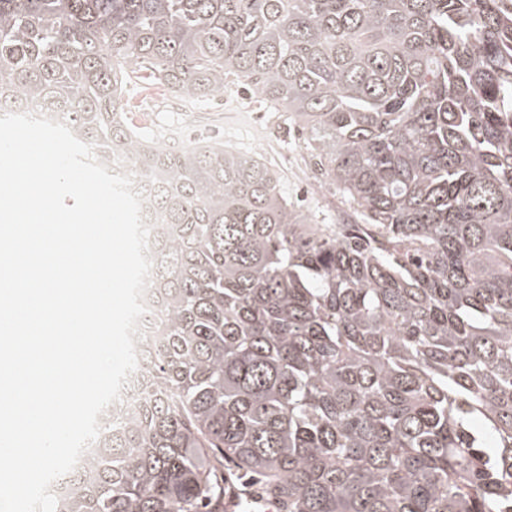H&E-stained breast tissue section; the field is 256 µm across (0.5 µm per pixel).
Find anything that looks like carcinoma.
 Here are the masks:
<instances>
[{
    "label": "carcinoma",
    "mask_w": 512,
    "mask_h": 512,
    "mask_svg": "<svg viewBox=\"0 0 512 512\" xmlns=\"http://www.w3.org/2000/svg\"><path fill=\"white\" fill-rule=\"evenodd\" d=\"M289 113L358 224L262 157L159 147L133 79ZM57 111L146 194L153 342L57 512H512V0H0V117ZM226 500V497H225ZM270 507L266 508L265 501L260 498L254 496L251 492L245 493V498H233L231 501H227L224 503V507L227 511H232L236 508L241 510H234L236 512H278L280 510L279 503L274 500H268ZM284 512V511H279Z\"/></svg>",
    "instance_id": "1"
}]
</instances>
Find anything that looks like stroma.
Here are the masks:
<instances>
[{"mask_svg":"<svg viewBox=\"0 0 512 512\" xmlns=\"http://www.w3.org/2000/svg\"><path fill=\"white\" fill-rule=\"evenodd\" d=\"M130 107L143 115L142 134L161 146H192L222 142L238 151L259 153L278 173L280 188L289 201L307 217L322 224H350L355 216L340 203L336 186L326 196L305 191L303 180L310 174L307 154L285 135L287 115L267 108L258 94H244L234 84L206 100L150 99L140 84H129Z\"/></svg>","mask_w":512,"mask_h":512,"instance_id":"stroma-1","label":"stroma"}]
</instances>
